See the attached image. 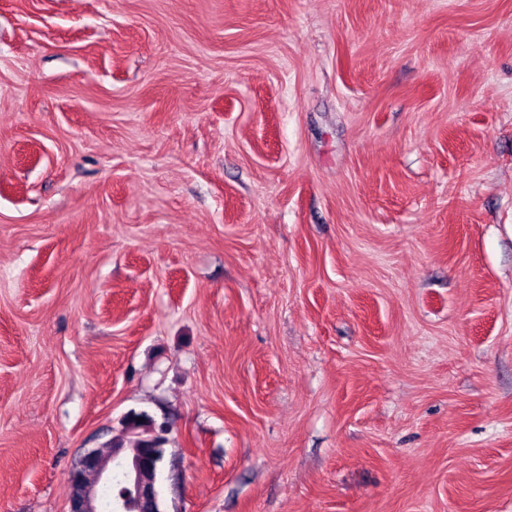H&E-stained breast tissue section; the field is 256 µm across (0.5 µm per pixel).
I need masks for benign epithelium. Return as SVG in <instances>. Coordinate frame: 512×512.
Wrapping results in <instances>:
<instances>
[{
  "instance_id": "1",
  "label": "benign epithelium",
  "mask_w": 512,
  "mask_h": 512,
  "mask_svg": "<svg viewBox=\"0 0 512 512\" xmlns=\"http://www.w3.org/2000/svg\"><path fill=\"white\" fill-rule=\"evenodd\" d=\"M158 464L156 457L149 451L141 453L129 461L120 457L116 450L109 458L98 455L97 450L89 449L84 452L74 464L69 473V480L77 481L78 474L86 468H93L98 474L100 486L112 484L115 472H121L126 485L124 497L116 503L117 512H152L144 509L147 503H157L159 494L156 484L145 483L141 480L144 469ZM69 512H99L98 489L95 486H85L78 489L77 494L70 499Z\"/></svg>"
}]
</instances>
